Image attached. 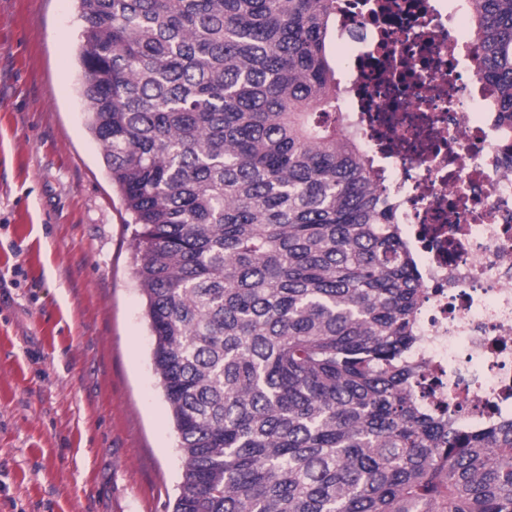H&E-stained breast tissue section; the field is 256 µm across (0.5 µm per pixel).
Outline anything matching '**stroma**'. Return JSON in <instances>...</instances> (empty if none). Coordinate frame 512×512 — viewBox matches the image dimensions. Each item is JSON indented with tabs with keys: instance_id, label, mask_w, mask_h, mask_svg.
I'll use <instances>...</instances> for the list:
<instances>
[{
	"instance_id": "35a3bbf8",
	"label": "stroma",
	"mask_w": 512,
	"mask_h": 512,
	"mask_svg": "<svg viewBox=\"0 0 512 512\" xmlns=\"http://www.w3.org/2000/svg\"><path fill=\"white\" fill-rule=\"evenodd\" d=\"M76 0H0V512H172L184 460Z\"/></svg>"
}]
</instances>
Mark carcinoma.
Here are the masks:
<instances>
[{
	"instance_id": "obj_1",
	"label": "carcinoma",
	"mask_w": 512,
	"mask_h": 512,
	"mask_svg": "<svg viewBox=\"0 0 512 512\" xmlns=\"http://www.w3.org/2000/svg\"><path fill=\"white\" fill-rule=\"evenodd\" d=\"M87 126L132 216L173 512H512V421L419 403L416 259L336 125L338 0H77ZM512 125V0H475Z\"/></svg>"
}]
</instances>
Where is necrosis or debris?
<instances>
[{
    "label": "necrosis or debris",
    "mask_w": 512,
    "mask_h": 512,
    "mask_svg": "<svg viewBox=\"0 0 512 512\" xmlns=\"http://www.w3.org/2000/svg\"><path fill=\"white\" fill-rule=\"evenodd\" d=\"M473 0H346L344 138L375 159L417 259L418 395L461 427L512 421V142L460 25Z\"/></svg>",
    "instance_id": "obj_1"
}]
</instances>
